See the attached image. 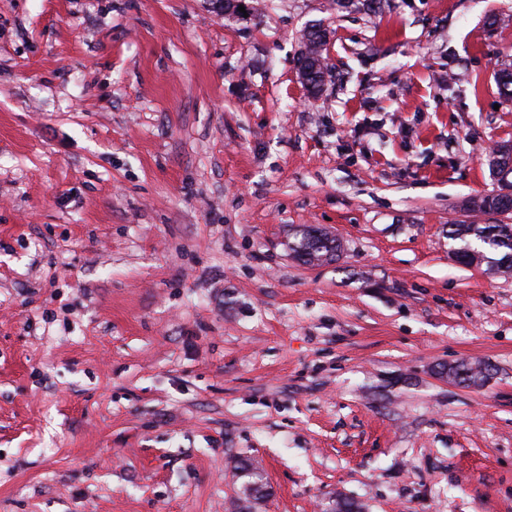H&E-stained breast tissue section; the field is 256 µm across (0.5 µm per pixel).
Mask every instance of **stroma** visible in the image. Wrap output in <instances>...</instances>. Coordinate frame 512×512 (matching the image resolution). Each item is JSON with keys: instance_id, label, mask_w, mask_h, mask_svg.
Instances as JSON below:
<instances>
[{"instance_id": "1", "label": "stroma", "mask_w": 512, "mask_h": 512, "mask_svg": "<svg viewBox=\"0 0 512 512\" xmlns=\"http://www.w3.org/2000/svg\"><path fill=\"white\" fill-rule=\"evenodd\" d=\"M244 2L0 0V512H512V0ZM499 194L495 198H491L489 195H478L469 199L468 206L471 211H478L481 213L489 214L488 206L492 209V205L497 204V209L494 210L495 214L508 215L512 214V192L509 191L496 193ZM494 194V195H496ZM448 238L458 244L453 253L469 259V264H485L489 271L504 257H512V228L505 230L500 224H453ZM289 247L295 256L305 264L332 260L341 248L335 238L321 230L312 228L300 231ZM238 479L241 480L240 490L252 489L255 493V500L264 498L267 495V482L263 471L250 459H242L235 467Z\"/></svg>"}]
</instances>
